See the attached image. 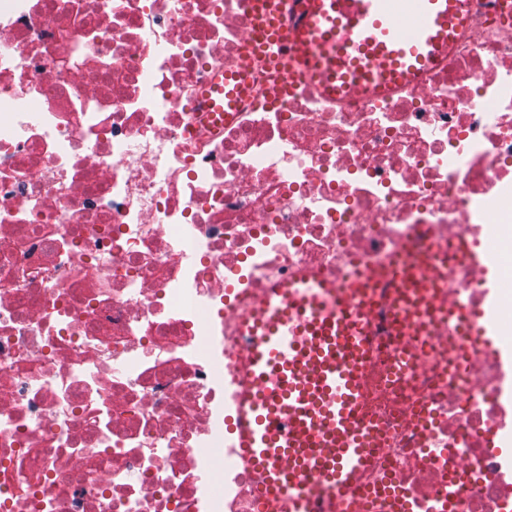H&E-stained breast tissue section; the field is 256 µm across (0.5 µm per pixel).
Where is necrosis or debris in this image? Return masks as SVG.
<instances>
[{"label":"necrosis or debris","instance_id":"obj_1","mask_svg":"<svg viewBox=\"0 0 512 512\" xmlns=\"http://www.w3.org/2000/svg\"><path fill=\"white\" fill-rule=\"evenodd\" d=\"M252 29L249 0H0V512H263L224 326L381 260L447 265L477 343L457 366L380 330L376 469L403 512H507L512 22L475 11L419 86L351 106L270 97Z\"/></svg>","mask_w":512,"mask_h":512}]
</instances>
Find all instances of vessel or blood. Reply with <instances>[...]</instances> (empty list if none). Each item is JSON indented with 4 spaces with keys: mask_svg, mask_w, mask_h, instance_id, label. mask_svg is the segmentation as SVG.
I'll return each instance as SVG.
<instances>
[{
    "mask_svg": "<svg viewBox=\"0 0 512 512\" xmlns=\"http://www.w3.org/2000/svg\"><path fill=\"white\" fill-rule=\"evenodd\" d=\"M469 0H250L254 52L276 40L282 81H316L352 99L418 84L448 53ZM444 265L379 268L335 286L298 273L258 300L243 323L238 455L266 512H336L377 443L360 419L375 298L403 335L465 318L441 290Z\"/></svg>",
    "mask_w": 512,
    "mask_h": 512,
    "instance_id": "obj_1",
    "label": "vessel or blood"
}]
</instances>
